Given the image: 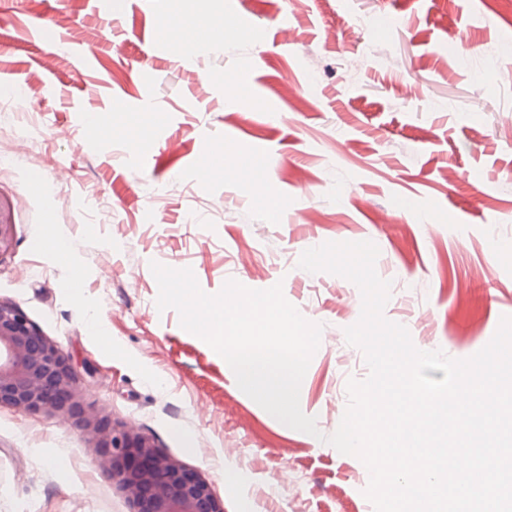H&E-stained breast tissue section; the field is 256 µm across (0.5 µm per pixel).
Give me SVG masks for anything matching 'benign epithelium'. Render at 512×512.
Instances as JSON below:
<instances>
[{"mask_svg": "<svg viewBox=\"0 0 512 512\" xmlns=\"http://www.w3.org/2000/svg\"><path fill=\"white\" fill-rule=\"evenodd\" d=\"M77 419L100 449L98 466L129 496L133 512H224L209 481L148 435L83 406L80 377L57 343L0 299V407Z\"/></svg>", "mask_w": 512, "mask_h": 512, "instance_id": "7a95c632", "label": "benign epithelium"}]
</instances>
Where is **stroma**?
<instances>
[{"label":"stroma","instance_id":"obj_1","mask_svg":"<svg viewBox=\"0 0 512 512\" xmlns=\"http://www.w3.org/2000/svg\"><path fill=\"white\" fill-rule=\"evenodd\" d=\"M236 12L252 25L226 24ZM381 14L403 23L378 30ZM195 22L224 33L203 58L165 35ZM42 24L65 36L47 69ZM509 47L494 0H0V88L30 86L0 110V145L41 131L0 164V298L62 348L85 407L202 474L224 512H374L365 465L325 441L348 379L368 375L344 336L361 294L299 257L372 241L388 320L423 351L482 349L512 316ZM208 151L226 165L204 175ZM154 261L209 294L282 284L322 324L300 387L319 436L267 413L158 310ZM131 510L74 419L0 408V512Z\"/></svg>","mask_w":512,"mask_h":512}]
</instances>
